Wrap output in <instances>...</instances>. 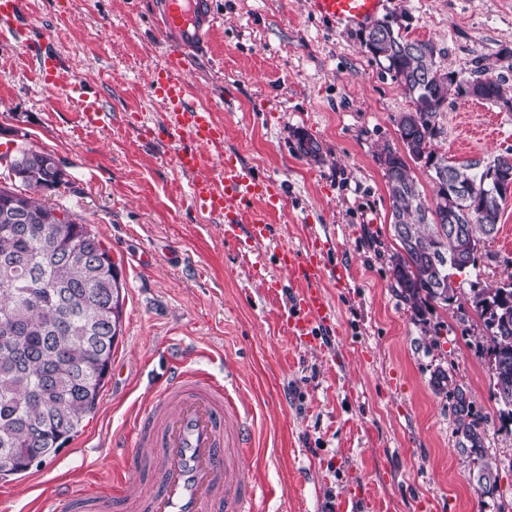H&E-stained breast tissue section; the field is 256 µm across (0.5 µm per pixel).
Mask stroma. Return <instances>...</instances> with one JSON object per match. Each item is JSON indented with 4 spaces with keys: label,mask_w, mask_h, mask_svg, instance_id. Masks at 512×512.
Returning <instances> with one entry per match:
<instances>
[{
    "label": "stroma",
    "mask_w": 512,
    "mask_h": 512,
    "mask_svg": "<svg viewBox=\"0 0 512 512\" xmlns=\"http://www.w3.org/2000/svg\"><path fill=\"white\" fill-rule=\"evenodd\" d=\"M211 55L184 77L196 102L224 124V153L278 180L284 210L271 230L297 246L311 231L337 237L328 265L346 264L345 287L328 283L340 334L291 338L281 314L295 293L264 245L230 246L224 226L188 202L173 150L146 137L137 117L159 118L152 72L166 49L140 0H21L29 41H51L61 77L45 83L25 46L0 40V144L34 145L61 160L68 182L42 192L47 205L89 225L126 283L123 334L93 417L38 469L0 482V512H39L61 485H109L127 477L118 443L160 379L170 351L189 366L232 379L233 397L254 411L249 477L272 486L270 512H337L357 484L370 502L356 512H512V430L491 394L484 325L461 322L472 288L512 274V195L500 230L474 269L456 275L458 306L432 303L416 324L394 290L392 200L377 155L402 150L398 117L412 104L346 29L310 0H216ZM411 39L433 41L443 68H475L512 94V0H386ZM100 102L105 119L83 116L72 87ZM500 133H485L488 119ZM437 153L488 164L512 150V112L449 95L437 118ZM320 147L300 152L296 132ZM437 346H430V339ZM443 370L487 420L486 458L498 489L481 495L474 465L457 446Z\"/></svg>",
    "instance_id": "1"
}]
</instances>
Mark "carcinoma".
Masks as SVG:
<instances>
[{
  "label": "carcinoma",
  "mask_w": 512,
  "mask_h": 512,
  "mask_svg": "<svg viewBox=\"0 0 512 512\" xmlns=\"http://www.w3.org/2000/svg\"><path fill=\"white\" fill-rule=\"evenodd\" d=\"M382 55L372 59L411 99L409 121H397L399 137L410 151L429 159L436 185V203L422 196L407 161L391 147L379 162L392 200V225L400 251L393 258V279L399 296L410 304L416 323L425 322L428 306L458 301L453 277L454 253L463 252L476 266L478 246L499 231L501 205L512 186V152L496 156L477 174L466 162L448 163L433 148L437 117L448 93L465 95L469 80L442 69V51L434 43L409 39L392 29ZM481 100L512 111V96L499 80L485 75ZM20 167L0 156L8 177L23 189L0 186V479L41 465L78 435L93 415L112 368L121 332L124 285L98 235L67 211L45 205L38 194L65 183L56 157L38 147L15 150ZM451 170L470 185L465 195L448 194L441 172ZM475 314L487 331V368L499 419L512 424V274L495 288L471 289ZM457 447L476 465L473 478L482 494L497 490L496 468L485 461L487 420L465 390H448Z\"/></svg>",
  "instance_id": "obj_1"
}]
</instances>
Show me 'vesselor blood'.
Returning <instances> with one entry per match:
<instances>
[{"instance_id": "vessel-or-blood-1", "label": "vessel or blood", "mask_w": 512, "mask_h": 512, "mask_svg": "<svg viewBox=\"0 0 512 512\" xmlns=\"http://www.w3.org/2000/svg\"><path fill=\"white\" fill-rule=\"evenodd\" d=\"M315 11L332 21L360 25L384 8L385 0H312ZM169 61L155 70L150 86L163 113L154 123L165 132L176 167L189 178V199L224 223L228 243L271 244L280 268L297 292L285 315L289 336L299 341L334 328L337 312L325 289L330 273L323 259L333 240L319 234L296 248L271 241L270 217L284 206L277 181L247 171L238 161L217 163L224 151V124L212 108L194 103L177 72L180 64L207 50L217 21L214 0H149ZM25 36L19 0H0V38ZM250 413L209 373L169 358L166 380L133 418V477L142 469L153 483L133 491L116 486L96 493L68 489L51 512H264L259 484L246 478L251 445Z\"/></svg>"}]
</instances>
